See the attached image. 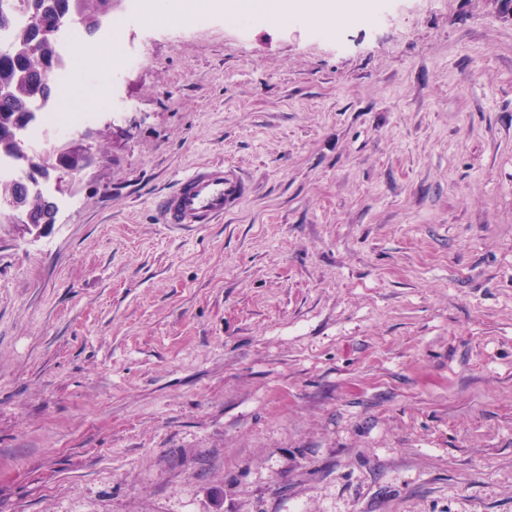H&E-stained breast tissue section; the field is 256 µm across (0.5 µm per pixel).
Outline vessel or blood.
Wrapping results in <instances>:
<instances>
[{
    "label": "vessel or blood",
    "instance_id": "1",
    "mask_svg": "<svg viewBox=\"0 0 512 512\" xmlns=\"http://www.w3.org/2000/svg\"><path fill=\"white\" fill-rule=\"evenodd\" d=\"M251 192L250 183L232 166L205 164L183 174L172 191L158 196L154 209L164 224H215Z\"/></svg>",
    "mask_w": 512,
    "mask_h": 512
}]
</instances>
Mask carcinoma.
Returning <instances> with one entry per match:
<instances>
[{"instance_id": "carcinoma-1", "label": "carcinoma", "mask_w": 512, "mask_h": 512, "mask_svg": "<svg viewBox=\"0 0 512 512\" xmlns=\"http://www.w3.org/2000/svg\"><path fill=\"white\" fill-rule=\"evenodd\" d=\"M21 7L29 14L23 27L16 26L13 10L0 8V23L8 16L14 29L13 51L0 56V151L10 154L18 168L26 150L21 135L35 117V103L56 96V89L44 88L38 79L43 69L58 64L56 38L38 40L34 22L55 34L76 22L91 37L112 15V0H23Z\"/></svg>"}]
</instances>
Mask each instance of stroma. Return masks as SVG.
I'll list each match as a JSON object with an SVG mask.
<instances>
[{"label": "stroma", "instance_id": "1", "mask_svg": "<svg viewBox=\"0 0 512 512\" xmlns=\"http://www.w3.org/2000/svg\"><path fill=\"white\" fill-rule=\"evenodd\" d=\"M143 44L0 219V512H512V0ZM217 160L251 197L158 223ZM27 153L29 155L27 166L25 170H23L21 177L16 180L15 184V180L0 181V195L5 199L11 195L14 188L13 196L5 203L8 210H5V213H3L1 209V218L3 217L16 222L22 227L24 233L33 234L35 231V234H39L42 230L54 224L56 208L52 210V217L48 218V223L51 224H41L40 220L34 224L35 220L32 213L24 209V202L34 198L30 202L34 215H38L44 219V215L47 213L46 205L37 195L45 194L42 187L49 181V170L53 169L50 163L46 168L48 172H44L46 166L45 159L55 157L56 161L59 162V159L64 156L73 157L77 155L84 157L89 165L94 154L91 151V146L84 141V138L71 139L62 143L60 146L52 145L50 148L39 153Z\"/></svg>", "mask_w": 512, "mask_h": 512}]
</instances>
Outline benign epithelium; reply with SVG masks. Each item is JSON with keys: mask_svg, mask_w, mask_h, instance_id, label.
<instances>
[{"mask_svg": "<svg viewBox=\"0 0 512 512\" xmlns=\"http://www.w3.org/2000/svg\"><path fill=\"white\" fill-rule=\"evenodd\" d=\"M82 156L86 161L94 157L91 146L84 139H71L60 145H53L39 153L29 154V160L25 170L14 184V193L6 203L7 210L0 216L17 223L23 232L39 234L47 228V224H37L30 211L24 209V202L43 194V186L49 181L48 173L44 172L45 159L64 156Z\"/></svg>", "mask_w": 512, "mask_h": 512, "instance_id": "1", "label": "benign epithelium"}]
</instances>
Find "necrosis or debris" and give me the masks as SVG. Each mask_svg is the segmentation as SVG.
<instances>
[{"label":"necrosis or debris","mask_w":512,"mask_h":512,"mask_svg":"<svg viewBox=\"0 0 512 512\" xmlns=\"http://www.w3.org/2000/svg\"><path fill=\"white\" fill-rule=\"evenodd\" d=\"M274 2L255 0L254 4L249 5L245 0H233L224 11V24L243 29L270 22L275 17L287 20V7H275ZM159 20L156 0H126L125 9L113 14L111 21L100 28L95 41L84 42L81 30L75 25L64 27L58 41L62 63L55 70V79L62 95L45 106L42 118L27 129L28 147L40 149L49 138L74 133L93 120L94 112L81 107L76 90L94 74L101 76L107 88H114L126 71L142 66L144 54H132L126 50L125 34L133 23L155 25ZM78 44L83 47L79 54L74 51ZM106 49L112 52V66L108 69L100 63L101 53Z\"/></svg>","instance_id":"1"}]
</instances>
